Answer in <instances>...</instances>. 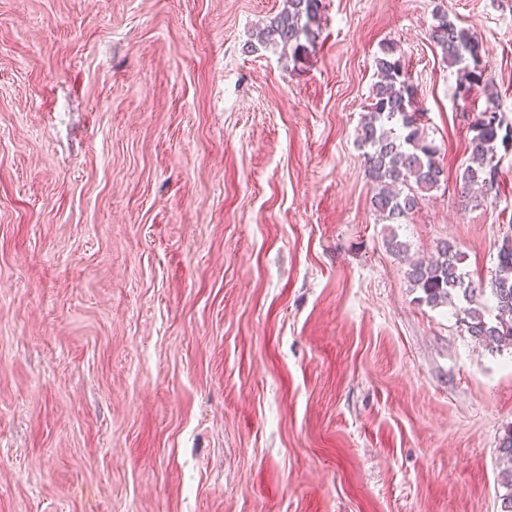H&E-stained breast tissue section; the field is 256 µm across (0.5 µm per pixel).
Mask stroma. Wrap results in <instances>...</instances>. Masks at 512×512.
<instances>
[{"label": "stroma", "instance_id": "obj_1", "mask_svg": "<svg viewBox=\"0 0 512 512\" xmlns=\"http://www.w3.org/2000/svg\"><path fill=\"white\" fill-rule=\"evenodd\" d=\"M324 3L297 65L285 0H0V512H499L512 348L405 271L489 282L512 233L429 37H481L512 123V0ZM388 40L445 169L403 224L356 141ZM322 0H288L259 31L262 42H274L292 50L294 64L301 63L322 32Z\"/></svg>", "mask_w": 512, "mask_h": 512}]
</instances>
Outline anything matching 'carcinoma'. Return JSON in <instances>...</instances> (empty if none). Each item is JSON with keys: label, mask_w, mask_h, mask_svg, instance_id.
<instances>
[{"label": "carcinoma", "mask_w": 512, "mask_h": 512, "mask_svg": "<svg viewBox=\"0 0 512 512\" xmlns=\"http://www.w3.org/2000/svg\"><path fill=\"white\" fill-rule=\"evenodd\" d=\"M323 0H288L259 31L263 42H274L292 50L294 63L303 61L322 32ZM431 41L440 49L448 68L457 74L456 90L466 97L479 90L487 98L486 108L471 125L469 164L461 180L464 193L476 191L472 201L481 204L498 190V151L512 148V125L497 111L498 91L486 75L483 42L458 26L440 10L430 29ZM377 81L372 85L368 112L362 117L357 141L364 149L368 179L373 185L370 203L386 224H402L424 201L426 194L444 181L439 149L425 135L422 112L415 106L416 90L409 82L404 56L397 44L381 45L374 58ZM463 253L448 240L436 245L429 258L408 263L410 287L419 291L418 301L431 307L458 308L464 331L486 346H512V236L498 250L497 264L489 288L466 279ZM503 465L500 512H512V429L497 448Z\"/></svg>", "instance_id": "cac0c4a2"}]
</instances>
